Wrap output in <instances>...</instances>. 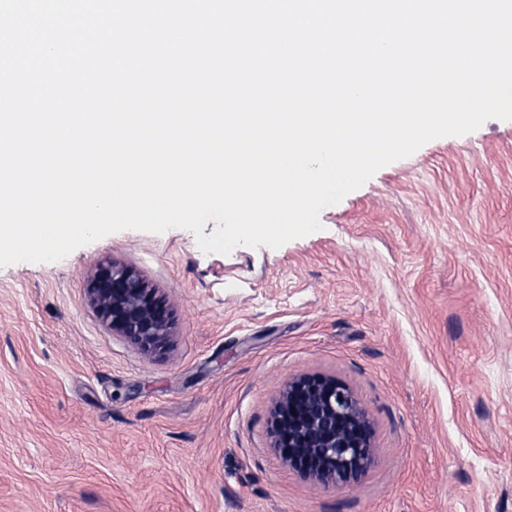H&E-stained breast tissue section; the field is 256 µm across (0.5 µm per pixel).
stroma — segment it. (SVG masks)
I'll use <instances>...</instances> for the list:
<instances>
[{
  "label": "stroma",
  "instance_id": "stroma-1",
  "mask_svg": "<svg viewBox=\"0 0 512 512\" xmlns=\"http://www.w3.org/2000/svg\"><path fill=\"white\" fill-rule=\"evenodd\" d=\"M273 249L124 230L0 267V512H512V121L434 139ZM165 298L148 354L86 287ZM346 384L372 428L328 488L284 461L289 380ZM86 290L90 304L112 331L146 353L166 346L171 328L167 304L133 268L102 265Z\"/></svg>",
  "mask_w": 512,
  "mask_h": 512
}]
</instances>
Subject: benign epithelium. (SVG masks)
<instances>
[{
    "label": "benign epithelium",
    "mask_w": 512,
    "mask_h": 512,
    "mask_svg": "<svg viewBox=\"0 0 512 512\" xmlns=\"http://www.w3.org/2000/svg\"><path fill=\"white\" fill-rule=\"evenodd\" d=\"M99 317L146 353L163 349L171 318L164 298L131 267L102 265L87 284ZM275 447L292 467L324 485H342L371 462V431L352 391L308 375L288 382L271 413Z\"/></svg>",
    "instance_id": "7a95c632"
}]
</instances>
